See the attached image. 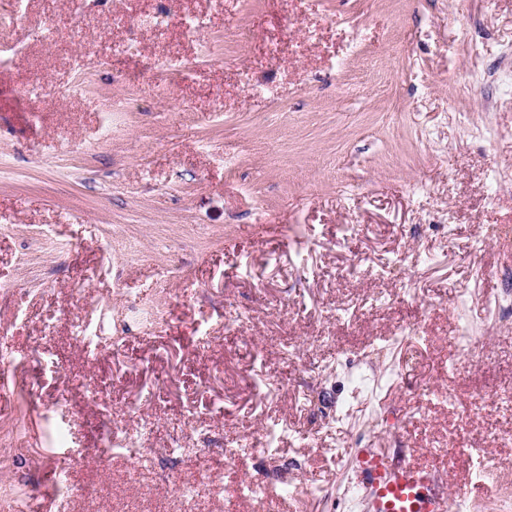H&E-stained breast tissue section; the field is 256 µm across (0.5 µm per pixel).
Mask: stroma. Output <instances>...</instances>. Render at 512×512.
<instances>
[{
	"instance_id": "stroma-1",
	"label": "stroma",
	"mask_w": 512,
	"mask_h": 512,
	"mask_svg": "<svg viewBox=\"0 0 512 512\" xmlns=\"http://www.w3.org/2000/svg\"><path fill=\"white\" fill-rule=\"evenodd\" d=\"M9 10L0 440L16 452L0 496L29 512H362L350 451L368 446L446 471L458 512H512V407L496 400L512 319L494 310L512 270L497 233L512 0ZM175 59L190 71L172 83ZM40 76L46 98H23ZM464 325L482 348L465 370ZM114 424L142 463L109 451ZM271 430L266 457L253 441Z\"/></svg>"
}]
</instances>
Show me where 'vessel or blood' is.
<instances>
[{
    "instance_id": "b4317fda",
    "label": "vessel or blood",
    "mask_w": 512,
    "mask_h": 512,
    "mask_svg": "<svg viewBox=\"0 0 512 512\" xmlns=\"http://www.w3.org/2000/svg\"><path fill=\"white\" fill-rule=\"evenodd\" d=\"M351 471L365 512H447V474L403 452L353 449Z\"/></svg>"
}]
</instances>
